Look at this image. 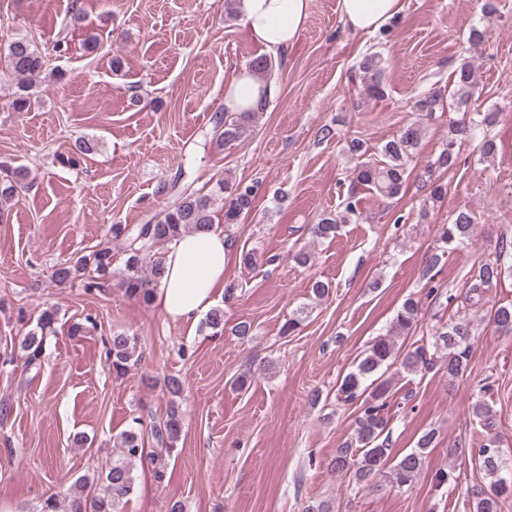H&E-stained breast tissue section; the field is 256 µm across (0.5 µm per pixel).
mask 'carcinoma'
<instances>
[{"instance_id": "carcinoma-1", "label": "carcinoma", "mask_w": 512, "mask_h": 512, "mask_svg": "<svg viewBox=\"0 0 512 512\" xmlns=\"http://www.w3.org/2000/svg\"><path fill=\"white\" fill-rule=\"evenodd\" d=\"M0 58L8 72L17 81V91L12 108L23 112L31 105L33 81L46 68V56L39 47L25 37H8L0 42ZM276 63L270 56L252 60L250 70L258 77L271 81ZM382 60L376 53L365 56L360 64V81L368 96L380 98L382 85ZM476 87L471 64L464 60L453 74L452 90L448 98L456 107H465L471 101ZM413 108L431 118L444 109L441 91L429 92L414 102ZM493 112H463L449 124L448 137L434 161L435 168L444 171L456 165L463 144L478 142L479 152L491 158L496 142L488 128L494 123ZM259 120L257 112H224L217 117L210 142L217 149L230 146L247 138ZM422 129L411 124L386 141L379 149V159L361 160L351 172L350 186L355 190L367 187L385 198L399 196L408 180V163L420 145ZM29 177L25 167L0 166V207L9 204ZM257 186L237 182L229 177L218 178L208 192L180 185L175 178L170 191L173 200L150 216L143 224H112L108 228L107 241L99 244L74 260H66L54 266L51 278L62 286L80 279L86 290L104 291L112 282V246L123 250L126 259L118 283L124 294L143 306L153 303L155 291L164 273L159 250L166 248L181 236L213 226V203L224 201V228L240 222L253 208ZM359 219L356 204L348 199L342 203V211L325 215L313 225L312 233L318 238L335 237L340 225ZM475 231V218L466 209L452 212L448 223L438 226L439 241L445 247L457 249L467 246ZM443 255L430 257L423 277L429 287L425 298L437 302L441 298L451 302L453 295H446L434 285L433 271L441 263ZM512 273V249L504 247L492 260H486L473 269L467 279L464 301L470 305L481 301L485 290L497 286L501 279ZM497 329L512 333V304L497 307L492 315ZM421 321L420 302L412 297L404 300L392 321L390 333L375 338L364 351L357 365L341 378L337 388V400L358 409L355 428L350 439L336 449L331 461L332 470L360 485L381 487L377 478L382 476L399 489L412 486L425 459L426 450L433 447L436 439L432 430L424 432L415 448L393 461L390 459L389 438L385 432L389 426L393 378L402 373L424 376L435 369H444L448 377L465 373L471 359L473 330L465 319L452 320L432 330L429 338H420L409 347L396 345L395 337H408L415 332ZM58 311L54 307L44 309L36 323L21 341L26 364L39 363L47 335L56 332ZM106 361L115 376L125 375L140 358L135 337L114 333L106 341ZM164 387L170 396L169 408L161 418L134 416L128 428L119 435V452L90 479L79 477L69 488L64 500L54 496L46 498L41 512H123L134 489L132 474L134 463L151 469L154 478L161 482L165 468L161 466L162 453H170L180 440L182 416L177 400L183 392L182 380L169 375ZM151 438L156 447H145V438ZM478 456L486 475L491 481L474 495L473 512H500L501 498L507 487L498 473L503 465L501 448L497 440L490 438L478 449Z\"/></svg>"}]
</instances>
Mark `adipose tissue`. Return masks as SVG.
I'll return each instance as SVG.
<instances>
[{"label":"adipose tissue","mask_w":512,"mask_h":512,"mask_svg":"<svg viewBox=\"0 0 512 512\" xmlns=\"http://www.w3.org/2000/svg\"><path fill=\"white\" fill-rule=\"evenodd\" d=\"M312 0H235V12L249 37L266 51L287 52L298 40ZM402 9L401 0H339L342 24L356 33L385 26ZM263 83L254 73L241 70L224 91L229 112L257 111ZM232 242L221 228L182 236L163 255L164 275L154 304L166 316L195 325L224 284V270Z\"/></svg>","instance_id":"1"}]
</instances>
